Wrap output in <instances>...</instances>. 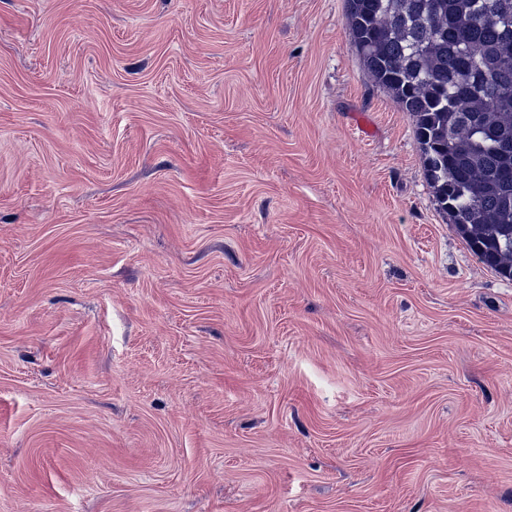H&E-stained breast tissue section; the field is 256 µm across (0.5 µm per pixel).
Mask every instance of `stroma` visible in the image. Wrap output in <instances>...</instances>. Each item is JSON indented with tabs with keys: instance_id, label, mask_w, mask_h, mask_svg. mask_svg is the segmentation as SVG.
<instances>
[{
	"instance_id": "35a3bbf8",
	"label": "stroma",
	"mask_w": 512,
	"mask_h": 512,
	"mask_svg": "<svg viewBox=\"0 0 512 512\" xmlns=\"http://www.w3.org/2000/svg\"><path fill=\"white\" fill-rule=\"evenodd\" d=\"M0 512H512V280L346 0H0Z\"/></svg>"
}]
</instances>
